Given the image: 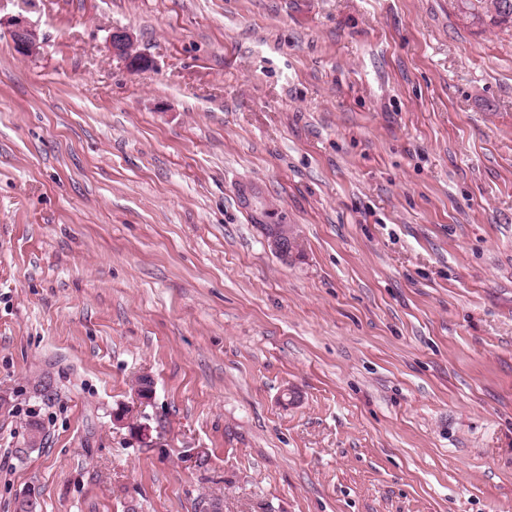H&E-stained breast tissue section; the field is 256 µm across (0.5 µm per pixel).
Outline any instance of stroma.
<instances>
[{
	"label": "stroma",
	"mask_w": 512,
	"mask_h": 512,
	"mask_svg": "<svg viewBox=\"0 0 512 512\" xmlns=\"http://www.w3.org/2000/svg\"><path fill=\"white\" fill-rule=\"evenodd\" d=\"M12 16L39 50L0 27V512H512V28L454 0ZM9 31L13 49L22 56H32L37 52L38 39L34 29L23 18L18 16L11 21ZM109 41L112 46V53L122 59H125L133 72H146L152 68L151 61H140L133 59L135 48L133 37L126 30H115L110 35ZM140 67H144L142 70ZM251 213L275 252L288 258V240H291L288 224H264L263 216L257 209Z\"/></svg>",
	"instance_id": "stroma-1"
}]
</instances>
